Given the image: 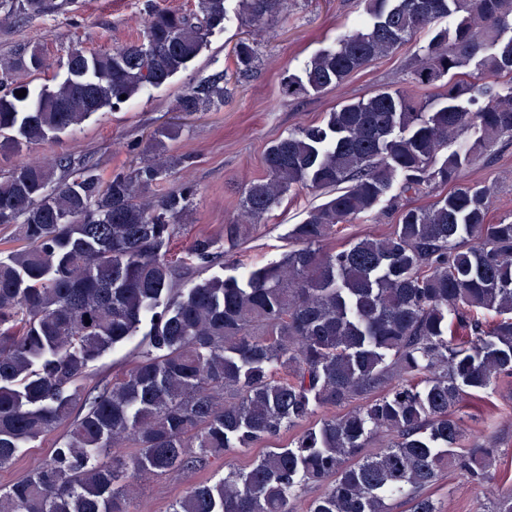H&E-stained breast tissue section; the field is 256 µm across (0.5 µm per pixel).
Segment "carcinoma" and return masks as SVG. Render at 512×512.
Listing matches in <instances>:
<instances>
[{
    "label": "carcinoma",
    "mask_w": 512,
    "mask_h": 512,
    "mask_svg": "<svg viewBox=\"0 0 512 512\" xmlns=\"http://www.w3.org/2000/svg\"><path fill=\"white\" fill-rule=\"evenodd\" d=\"M260 24L284 0H238ZM197 12L158 8L144 41L91 55L73 50L67 77L35 92L18 81L43 58L0 74V137L37 145L74 131L121 95L165 84L222 25L228 0ZM371 22L315 53L282 94L299 98L339 85L389 55L421 28H436L411 82L443 88L436 101L377 91L341 104L324 124L291 132L265 153V175L240 201L248 223L224 225V243L198 236L189 258L172 256L195 189L182 184L155 201L144 190L190 165L166 154L104 183L95 162L64 155L0 175V227L19 225L0 257V468L24 445L58 429L52 455L0 488V512H131L135 479L190 472L224 455L280 438L320 409L336 413L289 445L269 448L247 470L227 468L197 484L170 512H294L310 483H326L306 512H441L430 489L448 472L492 480L494 449L465 437L463 403L512 376V221L488 218L490 190L461 183L474 148L442 155L474 126L475 148L512 137V90L481 81L512 76V0H366ZM51 0H0L29 19ZM252 44L234 48L236 72L257 67ZM474 66V71L465 68ZM224 74L178 100L192 114L224 104ZM26 96L17 97V91ZM487 102L475 112L461 100ZM394 230L340 250L322 242L336 226L372 211L394 186ZM453 191L425 207L407 196ZM295 185L325 201L294 225L301 247L241 276L197 279ZM495 320L489 322L486 315ZM91 323H85V320ZM151 320L146 350L101 386H84L90 362L129 341ZM127 448L137 452L128 454ZM488 512H512V487Z\"/></svg>",
    "instance_id": "obj_1"
}]
</instances>
